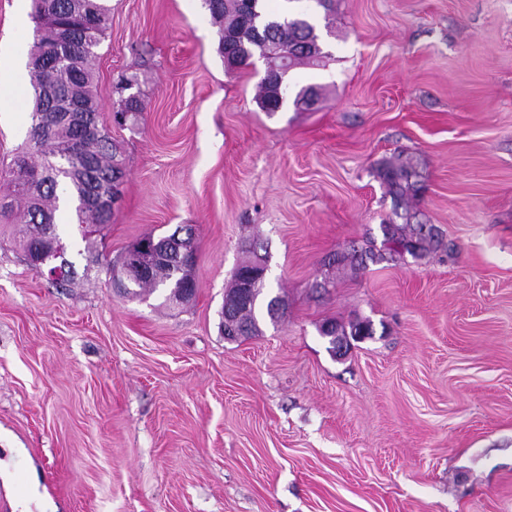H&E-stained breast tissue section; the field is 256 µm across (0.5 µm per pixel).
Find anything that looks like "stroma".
<instances>
[{
	"instance_id": "stroma-1",
	"label": "stroma",
	"mask_w": 512,
	"mask_h": 512,
	"mask_svg": "<svg viewBox=\"0 0 512 512\" xmlns=\"http://www.w3.org/2000/svg\"><path fill=\"white\" fill-rule=\"evenodd\" d=\"M108 4L95 94L121 205L87 239L60 225L68 288L0 224V512H512V0H334L325 62L289 74L320 102L272 114L202 0ZM31 12L0 0L2 80ZM130 76L143 110L119 126ZM18 95L0 94V162L28 142ZM399 156L442 248L340 262L383 252L378 171ZM183 225L195 297H124L113 263ZM252 249L286 309L231 342ZM329 321L373 334L337 357Z\"/></svg>"
}]
</instances>
